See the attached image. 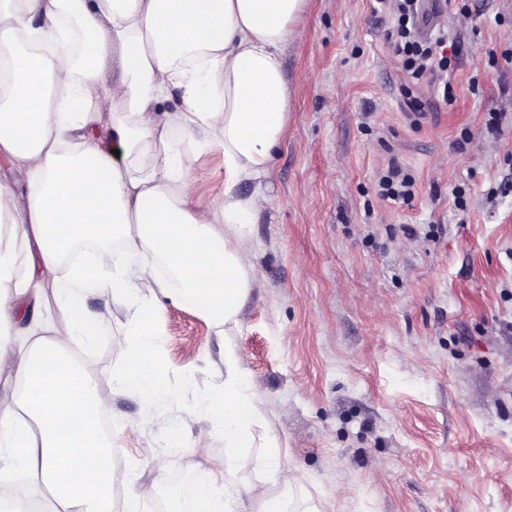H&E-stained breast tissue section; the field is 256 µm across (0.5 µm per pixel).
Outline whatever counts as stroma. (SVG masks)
<instances>
[{
	"instance_id": "obj_1",
	"label": "stroma",
	"mask_w": 512,
	"mask_h": 512,
	"mask_svg": "<svg viewBox=\"0 0 512 512\" xmlns=\"http://www.w3.org/2000/svg\"><path fill=\"white\" fill-rule=\"evenodd\" d=\"M460 5L447 0L438 19L460 42L448 105L423 84L404 96L393 22L374 16L373 0H309L283 62L279 203L243 241L261 283L225 337L167 304L158 344L177 399L150 406L117 392L124 311L110 291L88 295L94 381L118 427L115 486L159 484L141 512H171L165 492L191 471L223 470L220 437L202 457L170 447L169 431H205L198 401L219 385L228 342L293 480L286 512H512V191H498L512 182V0H472L466 16ZM392 161L414 181L410 204L378 195ZM193 169L194 203L215 204L222 147L197 153ZM265 455L245 448L235 460L243 512L280 494Z\"/></svg>"
}]
</instances>
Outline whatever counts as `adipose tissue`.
Listing matches in <instances>:
<instances>
[{
  "mask_svg": "<svg viewBox=\"0 0 512 512\" xmlns=\"http://www.w3.org/2000/svg\"><path fill=\"white\" fill-rule=\"evenodd\" d=\"M308 0H0V159L24 172L19 195L0 182V361L19 390L0 414V512H27L10 477L60 512H112V439L87 345L96 322L89 293L111 291L125 311L120 391L155 404L175 398L157 338L167 303L192 309L217 332L239 323L260 272L240 248L272 206V162L288 112L284 52ZM88 39L82 56L59 51L71 24ZM180 90L178 111L161 110ZM191 150L181 149L178 139ZM220 143L224 191L191 201L193 158ZM254 183L250 195L241 183ZM28 253L16 267V243ZM164 264L169 278L159 276ZM51 275L54 333L42 310ZM39 313L24 342L11 337L21 303ZM224 381L201 402L224 441V481L191 489L206 512H238L234 459L261 427L260 400L239 349L224 346Z\"/></svg>",
  "mask_w": 512,
  "mask_h": 512,
  "instance_id": "1",
  "label": "adipose tissue"
}]
</instances>
